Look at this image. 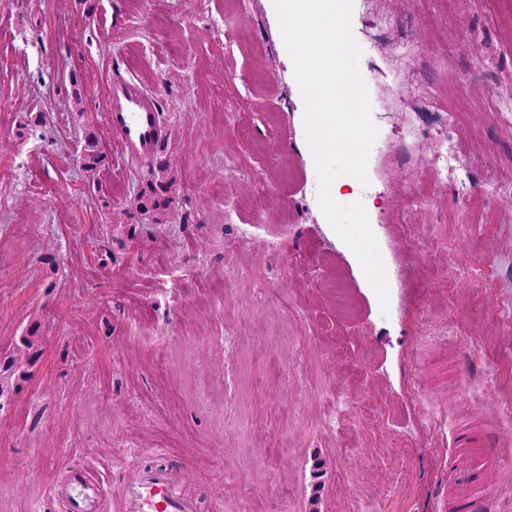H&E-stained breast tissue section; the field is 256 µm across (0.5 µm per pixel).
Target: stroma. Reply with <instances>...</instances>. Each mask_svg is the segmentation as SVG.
Returning <instances> with one entry per match:
<instances>
[{
	"label": "stroma",
	"mask_w": 512,
	"mask_h": 512,
	"mask_svg": "<svg viewBox=\"0 0 512 512\" xmlns=\"http://www.w3.org/2000/svg\"><path fill=\"white\" fill-rule=\"evenodd\" d=\"M351 19L379 133L339 202L367 212L385 313L316 203L272 0H0V364L47 325L0 409V512H54L64 463L171 466L201 512H452L450 429L512 459V0ZM114 74L163 115L160 223L133 206L151 160L108 127ZM445 113L461 170L434 164ZM84 165L90 171H95L106 160L101 143L94 132H86L82 148Z\"/></svg>",
	"instance_id": "35a3bbf8"
}]
</instances>
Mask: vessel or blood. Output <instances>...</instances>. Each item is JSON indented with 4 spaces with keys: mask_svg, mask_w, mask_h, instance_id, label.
<instances>
[{
    "mask_svg": "<svg viewBox=\"0 0 512 512\" xmlns=\"http://www.w3.org/2000/svg\"><path fill=\"white\" fill-rule=\"evenodd\" d=\"M109 128L124 152L133 157L155 154L164 127L152 95L137 83L113 76L107 84ZM448 472L460 508L467 512L472 493L488 469L500 467L498 457L473 451L469 432L453 431L448 443ZM59 512H200L199 500L188 494L174 470L166 465L142 468L120 490L94 468L61 465L50 486Z\"/></svg>",
    "mask_w": 512,
    "mask_h": 512,
    "instance_id": "b4317fda",
    "label": "vessel or blood"
}]
</instances>
